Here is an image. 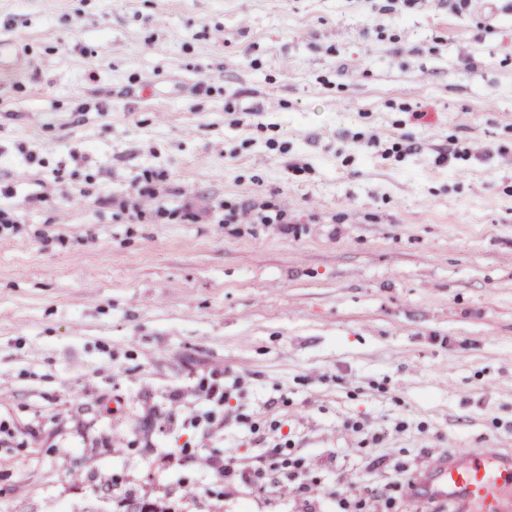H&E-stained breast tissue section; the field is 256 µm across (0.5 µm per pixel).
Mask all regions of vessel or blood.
Listing matches in <instances>:
<instances>
[{
    "instance_id": "1",
    "label": "vessel or blood",
    "mask_w": 512,
    "mask_h": 512,
    "mask_svg": "<svg viewBox=\"0 0 512 512\" xmlns=\"http://www.w3.org/2000/svg\"><path fill=\"white\" fill-rule=\"evenodd\" d=\"M412 491L458 502L465 512H512V457L468 448L452 457H439Z\"/></svg>"
}]
</instances>
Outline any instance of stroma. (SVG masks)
I'll use <instances>...</instances> for the list:
<instances>
[{"label": "stroma", "instance_id": "35a3bbf8", "mask_svg": "<svg viewBox=\"0 0 512 512\" xmlns=\"http://www.w3.org/2000/svg\"><path fill=\"white\" fill-rule=\"evenodd\" d=\"M0 185V512H303L182 464L250 463L240 413L319 512L512 454V0H0ZM283 199L290 233L237 217ZM231 388L233 386L224 385L222 381L213 378L210 382H204L200 386V396L206 401L213 402L220 405H229V400L232 398ZM234 420L246 429L250 437L261 448L253 466V487L264 493H273L278 488V479L288 474L294 482L303 476L306 459L296 450V441L282 434L279 421H260L248 415L238 414Z\"/></svg>", "mask_w": 512, "mask_h": 512}]
</instances>
